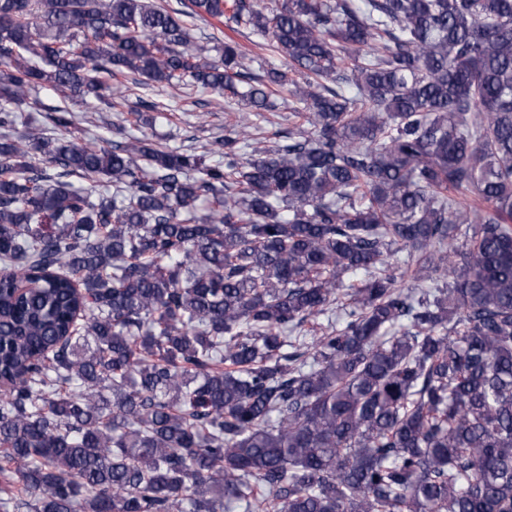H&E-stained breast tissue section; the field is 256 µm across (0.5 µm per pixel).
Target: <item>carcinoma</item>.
<instances>
[{
    "label": "carcinoma",
    "instance_id": "obj_1",
    "mask_svg": "<svg viewBox=\"0 0 512 512\" xmlns=\"http://www.w3.org/2000/svg\"><path fill=\"white\" fill-rule=\"evenodd\" d=\"M184 16L285 67L239 89L253 59ZM129 73L256 110L289 85L304 129L246 157L245 118L209 165L38 98L117 110ZM0 493L512 512V0H0ZM190 28L196 38L209 37L210 46L214 47L211 56H218V48H221L224 41L233 40L248 56H259V60L252 66V72L262 78L266 75V70L271 67H279L281 57L278 53L269 49H260L258 38L252 34L249 28L236 26L224 18V23L212 18L189 19Z\"/></svg>",
    "mask_w": 512,
    "mask_h": 512
}]
</instances>
